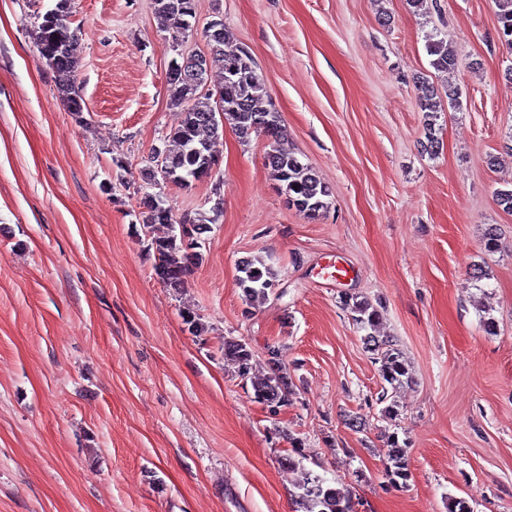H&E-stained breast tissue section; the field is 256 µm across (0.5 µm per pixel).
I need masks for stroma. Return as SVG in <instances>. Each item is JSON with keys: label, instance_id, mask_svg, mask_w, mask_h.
Returning <instances> with one entry per match:
<instances>
[{"label": "stroma", "instance_id": "stroma-1", "mask_svg": "<svg viewBox=\"0 0 512 512\" xmlns=\"http://www.w3.org/2000/svg\"><path fill=\"white\" fill-rule=\"evenodd\" d=\"M0 0V512H303L291 438L358 512H512V51L492 0H197L179 46L153 0H75L85 110L68 111L39 58L36 14ZM220 12L281 115L284 144L332 192L289 207L263 137L232 128L211 182L143 176L181 120L168 104L175 52L205 46ZM455 48L430 65L427 34ZM457 86L426 153V86ZM174 217L218 209L181 291L156 277L139 201ZM501 246L484 247L487 228ZM280 275L246 304L238 263ZM486 273L469 277L472 266ZM377 305L413 381L383 417V385L342 294ZM192 308L209 330L193 335ZM493 317L494 334L482 320ZM246 342L295 385L269 415L224 359ZM409 442L407 487L385 479L382 431Z\"/></svg>", "mask_w": 512, "mask_h": 512}]
</instances>
